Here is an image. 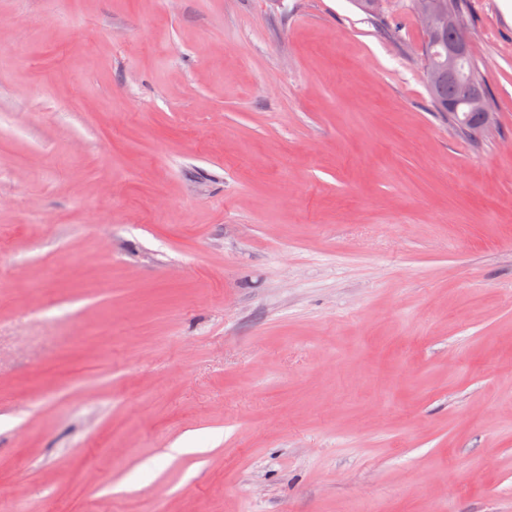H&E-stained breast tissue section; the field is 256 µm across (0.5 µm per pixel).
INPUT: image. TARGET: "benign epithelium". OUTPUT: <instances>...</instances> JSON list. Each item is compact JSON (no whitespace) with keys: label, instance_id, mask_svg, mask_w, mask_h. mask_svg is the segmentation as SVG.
I'll use <instances>...</instances> for the list:
<instances>
[{"label":"benign epithelium","instance_id":"obj_1","mask_svg":"<svg viewBox=\"0 0 512 512\" xmlns=\"http://www.w3.org/2000/svg\"><path fill=\"white\" fill-rule=\"evenodd\" d=\"M417 13L419 24L434 41L438 40L441 32L452 30V38L448 42V82L454 86V97L448 100V109L452 110L448 122L453 128H458V113L454 112V109L462 103L473 112L483 113L485 129H491L495 120L494 113L486 111L484 97L472 82L461 79L457 72L458 62L469 47L467 27L458 18L448 14L447 10L439 5V0H418Z\"/></svg>","mask_w":512,"mask_h":512}]
</instances>
